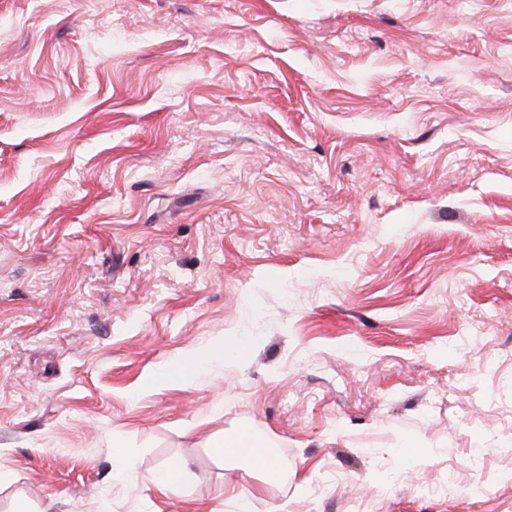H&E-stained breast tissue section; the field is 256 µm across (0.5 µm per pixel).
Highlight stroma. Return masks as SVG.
Returning a JSON list of instances; mask_svg holds the SVG:
<instances>
[{
  "instance_id": "stroma-1",
  "label": "stroma",
  "mask_w": 512,
  "mask_h": 512,
  "mask_svg": "<svg viewBox=\"0 0 512 512\" xmlns=\"http://www.w3.org/2000/svg\"><path fill=\"white\" fill-rule=\"evenodd\" d=\"M229 481L512 512V0H0V512ZM208 356L209 353L206 351L195 353L190 358L152 375L150 384L160 386L177 384L181 382L189 371L199 369L204 364ZM212 452L226 464L256 474L263 483L273 484L286 478L273 454L252 429L237 428L212 442ZM183 473L182 465H173L154 475L152 482L162 492L174 491L181 484Z\"/></svg>"
}]
</instances>
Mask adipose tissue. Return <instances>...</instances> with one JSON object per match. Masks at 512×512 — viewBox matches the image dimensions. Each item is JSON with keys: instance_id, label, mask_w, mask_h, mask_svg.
Listing matches in <instances>:
<instances>
[{"instance_id": "obj_1", "label": "adipose tissue", "mask_w": 512, "mask_h": 512, "mask_svg": "<svg viewBox=\"0 0 512 512\" xmlns=\"http://www.w3.org/2000/svg\"><path fill=\"white\" fill-rule=\"evenodd\" d=\"M211 449L225 463L245 468L263 483L273 484L284 477L270 449L253 430L238 428L226 433L213 441Z\"/></svg>"}]
</instances>
